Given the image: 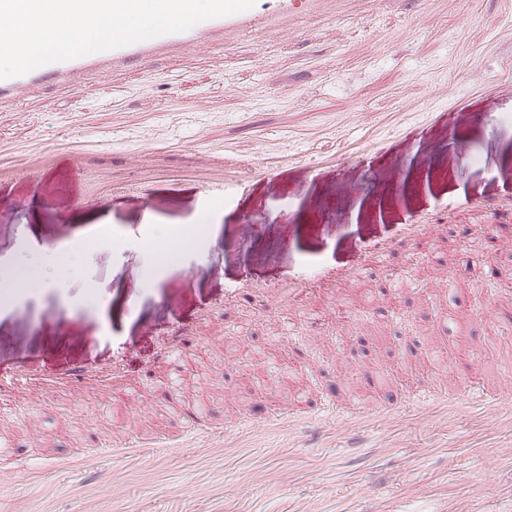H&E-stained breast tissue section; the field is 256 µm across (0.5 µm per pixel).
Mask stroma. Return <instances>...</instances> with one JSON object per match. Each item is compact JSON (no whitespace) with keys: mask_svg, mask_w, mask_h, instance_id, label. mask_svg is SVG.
<instances>
[{"mask_svg":"<svg viewBox=\"0 0 512 512\" xmlns=\"http://www.w3.org/2000/svg\"><path fill=\"white\" fill-rule=\"evenodd\" d=\"M349 127L372 147L351 155ZM0 140L23 150L0 155V268L37 275L32 297L0 302V369L33 376L0 392V414L19 428L0 458V512H512V405L466 401L468 377L447 368L465 353L483 390H512V320L479 314L477 295L512 298V230L473 231L491 222L485 203L512 201V13L501 0H400L132 62L85 94L47 83L0 110ZM226 150L242 166L216 164ZM259 157L272 178L253 172ZM407 185L384 222H365ZM206 210L216 233L196 223ZM412 224L430 225L432 256L405 249L368 270V254ZM168 247L177 255L159 286L142 287L146 256ZM396 278L407 282L397 319L383 286ZM291 284L320 314L283 299ZM235 288L248 301H231ZM178 332L189 347L215 342L174 395L224 429L216 446L186 441L163 399H137L116 424L110 388L60 378L81 362L150 380ZM292 346L295 370L272 356ZM369 376L378 397L363 391ZM419 387L447 405L412 406ZM308 392L371 418L313 416L298 405ZM266 412L287 426L249 428ZM145 437L166 450L54 467ZM30 458L36 485L18 467Z\"/></svg>","mask_w":512,"mask_h":512,"instance_id":"1","label":"stroma"}]
</instances>
